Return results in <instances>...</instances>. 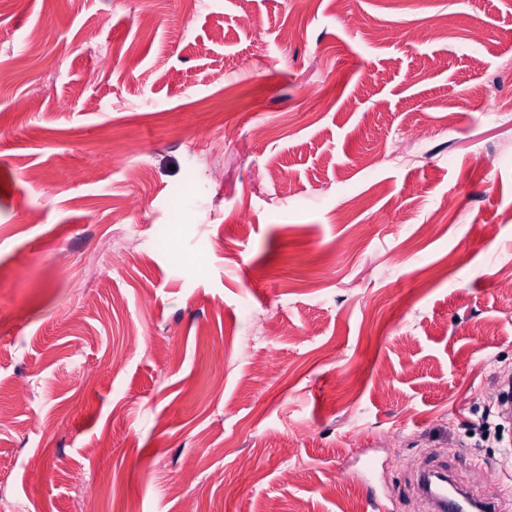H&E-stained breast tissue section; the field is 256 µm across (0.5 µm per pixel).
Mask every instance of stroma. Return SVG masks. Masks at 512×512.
Masks as SVG:
<instances>
[{"mask_svg":"<svg viewBox=\"0 0 512 512\" xmlns=\"http://www.w3.org/2000/svg\"><path fill=\"white\" fill-rule=\"evenodd\" d=\"M0 72L16 512H512V0H0ZM512 385V373L504 371V374L500 376V389L499 392L493 396H490L488 401L489 413H493L500 420L509 419V414L506 412V406L503 404L505 397L510 392ZM493 410V411H492Z\"/></svg>","mask_w":512,"mask_h":512,"instance_id":"obj_1","label":"stroma"}]
</instances>
